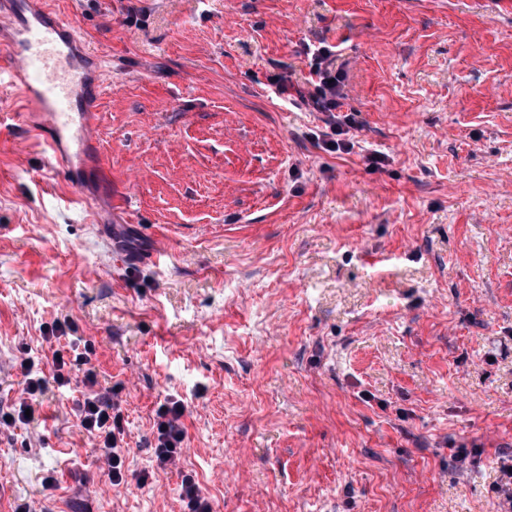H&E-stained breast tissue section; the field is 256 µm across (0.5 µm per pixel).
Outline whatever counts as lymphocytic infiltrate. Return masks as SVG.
Returning <instances> with one entry per match:
<instances>
[{
	"mask_svg": "<svg viewBox=\"0 0 512 512\" xmlns=\"http://www.w3.org/2000/svg\"><path fill=\"white\" fill-rule=\"evenodd\" d=\"M309 74L315 84L312 103L327 115L325 130L314 136L316 143L328 152H351L350 133L356 129L357 121L354 114L342 110L345 73L337 63L333 47L320 46L313 50ZM74 329V323L68 319L56 320L51 326L45 338L46 343L54 347L48 371L36 369L33 358L19 360L17 369L22 388L17 399L0 400V435L10 434L17 425L29 424L28 410L42 404L51 391L65 392L71 383V370L84 368L90 389L74 400L72 414L77 427L93 439L94 450L106 467V475L117 486L125 481L123 417L118 393L112 387L98 386L92 365L95 349L91 343L81 346L73 343L68 350L59 349L60 339ZM186 411L183 400L171 395L165 396L154 411V454L159 468L175 464L186 450V431L181 422Z\"/></svg>",
	"mask_w": 512,
	"mask_h": 512,
	"instance_id": "f902f5d3",
	"label": "lymphocytic infiltrate"
}]
</instances>
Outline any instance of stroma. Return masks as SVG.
I'll return each instance as SVG.
<instances>
[{
	"mask_svg": "<svg viewBox=\"0 0 512 512\" xmlns=\"http://www.w3.org/2000/svg\"><path fill=\"white\" fill-rule=\"evenodd\" d=\"M108 76L86 191L0 129V396L70 318L121 388L104 481L71 394L0 442L6 512H497L512 456V0H51ZM340 46L351 153L274 93ZM379 152V167L364 157ZM169 243L165 264L149 256ZM187 406L156 471L153 411ZM472 449L469 461L453 451ZM55 486L44 489L45 477ZM177 495L183 511L213 512L209 498L196 479V476L190 472L182 473Z\"/></svg>",
	"mask_w": 512,
	"mask_h": 512,
	"instance_id": "stroma-1",
	"label": "stroma"
}]
</instances>
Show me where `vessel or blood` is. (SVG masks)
<instances>
[{
    "mask_svg": "<svg viewBox=\"0 0 512 512\" xmlns=\"http://www.w3.org/2000/svg\"><path fill=\"white\" fill-rule=\"evenodd\" d=\"M0 84L16 89L20 111L5 120L38 137L54 170L78 181L97 121L103 91L102 61L78 26L48 0H0Z\"/></svg>",
    "mask_w": 512,
    "mask_h": 512,
    "instance_id": "vessel-or-blood-1",
    "label": "vessel or blood"
}]
</instances>
